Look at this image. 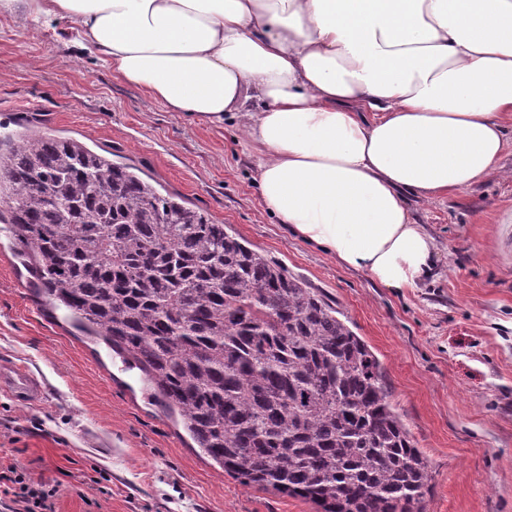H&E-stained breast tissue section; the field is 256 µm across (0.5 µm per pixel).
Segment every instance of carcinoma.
<instances>
[{"mask_svg":"<svg viewBox=\"0 0 512 512\" xmlns=\"http://www.w3.org/2000/svg\"><path fill=\"white\" fill-rule=\"evenodd\" d=\"M0 223L50 305L141 370L197 448L316 512H425L428 465L329 300L132 166L0 137Z\"/></svg>","mask_w":512,"mask_h":512,"instance_id":"cac0c4a2","label":"carcinoma"}]
</instances>
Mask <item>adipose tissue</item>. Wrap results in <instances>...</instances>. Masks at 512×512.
Listing matches in <instances>:
<instances>
[{
    "instance_id": "ef3b65f1",
    "label": "adipose tissue",
    "mask_w": 512,
    "mask_h": 512,
    "mask_svg": "<svg viewBox=\"0 0 512 512\" xmlns=\"http://www.w3.org/2000/svg\"><path fill=\"white\" fill-rule=\"evenodd\" d=\"M170 111L239 120L265 208L383 287L432 276L408 197L469 189L512 143V0H0Z\"/></svg>"
}]
</instances>
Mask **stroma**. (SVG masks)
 I'll use <instances>...</instances> for the list:
<instances>
[{
	"mask_svg": "<svg viewBox=\"0 0 512 512\" xmlns=\"http://www.w3.org/2000/svg\"><path fill=\"white\" fill-rule=\"evenodd\" d=\"M32 128L131 164L326 294L377 356L428 458L427 512H512V147L501 174L409 198L435 272L398 293L296 240L265 209L238 121L172 112L88 52L0 18V136ZM26 365L35 406L0 396V462L61 486L56 512H315L246 487L188 448L138 370L51 313L0 224V360Z\"/></svg>",
	"mask_w": 512,
	"mask_h": 512,
	"instance_id": "1",
	"label": "stroma"
}]
</instances>
